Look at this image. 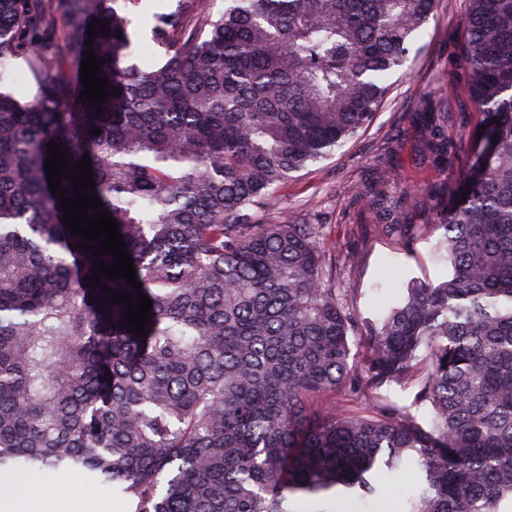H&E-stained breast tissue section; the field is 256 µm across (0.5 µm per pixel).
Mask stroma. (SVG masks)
<instances>
[{
    "label": "stroma",
    "mask_w": 512,
    "mask_h": 512,
    "mask_svg": "<svg viewBox=\"0 0 512 512\" xmlns=\"http://www.w3.org/2000/svg\"><path fill=\"white\" fill-rule=\"evenodd\" d=\"M466 0H440L438 13L418 38L405 75L395 76L390 97L372 124L343 149L296 175L283 189V202L308 223L324 227L326 243L336 246L343 269V287L354 290V306L373 315L375 284L401 286L410 277L440 278L435 232L420 235L410 250L396 249L377 227L375 216L357 203V192L377 188L384 171L398 172L413 190L399 198L402 223H431L435 203L426 194L431 184L456 178L454 169L434 165L419 150L416 116L427 97H450L449 135L471 127L476 111L471 103L452 99L461 77L460 47L464 39ZM59 512H128L110 491L76 483Z\"/></svg>",
    "instance_id": "35a3bbf8"
}]
</instances>
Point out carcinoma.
Here are the masks:
<instances>
[{
	"label": "carcinoma",
	"mask_w": 512,
	"mask_h": 512,
	"mask_svg": "<svg viewBox=\"0 0 512 512\" xmlns=\"http://www.w3.org/2000/svg\"><path fill=\"white\" fill-rule=\"evenodd\" d=\"M138 4L0 0V490L52 469L129 512H512V0H469L454 96L479 120L453 138L448 104L417 115L426 153L458 170L430 188L446 274L384 291L375 318L279 192L370 125L439 0H177L146 28L147 65ZM96 19L110 36L87 35ZM89 38L121 90L100 112L66 65ZM17 64L37 86L24 101L5 90ZM51 142L71 169L89 155L152 301L144 337L103 298L134 288H90L70 248L84 239L49 189ZM393 188L387 172L362 198L406 249L422 229ZM392 383L427 417L332 400ZM175 0H141V4L133 9L134 23L132 25L134 37L132 42L133 58L136 61H148L154 51L153 45L143 34L145 26L150 21L152 14L165 5Z\"/></svg>",
	"instance_id": "obj_1"
}]
</instances>
